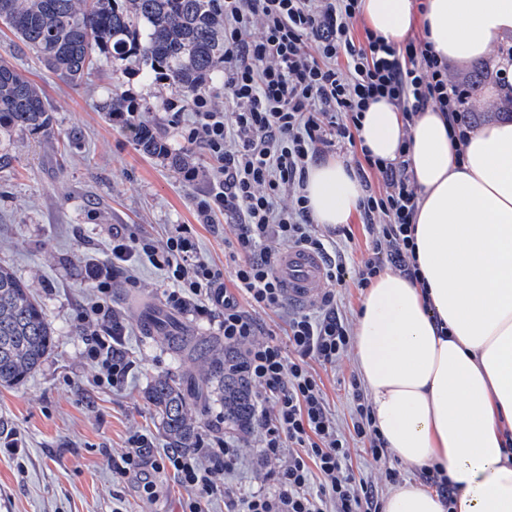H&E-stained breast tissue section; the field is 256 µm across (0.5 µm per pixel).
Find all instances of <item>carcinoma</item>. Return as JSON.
<instances>
[{
	"label": "carcinoma",
	"instance_id": "obj_1",
	"mask_svg": "<svg viewBox=\"0 0 512 512\" xmlns=\"http://www.w3.org/2000/svg\"><path fill=\"white\" fill-rule=\"evenodd\" d=\"M0 23L60 81L78 86L96 65L135 56L163 75L175 90L206 92L224 66V13L215 0H0ZM102 111L110 117L134 111L119 87L108 89ZM138 149L180 170L189 155L171 147L153 127L125 118ZM56 135L43 89L10 62L0 60V169L9 165L6 145L19 134ZM180 363L202 361L207 372L188 390L174 372L155 375L146 392L171 448H197L196 413L210 399L224 410V426L242 433L253 425L255 407L243 352L185 328L165 333ZM55 330L28 284L0 264V386L23 382L50 354Z\"/></svg>",
	"mask_w": 512,
	"mask_h": 512
}]
</instances>
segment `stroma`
I'll use <instances>...</instances> for the list:
<instances>
[{
	"instance_id": "35a3bbf8",
	"label": "stroma",
	"mask_w": 512,
	"mask_h": 512,
	"mask_svg": "<svg viewBox=\"0 0 512 512\" xmlns=\"http://www.w3.org/2000/svg\"><path fill=\"white\" fill-rule=\"evenodd\" d=\"M0 57L17 64L44 89L55 109L57 138L23 135L9 152V168L0 170V264L29 283L47 320L57 332L43 364L24 382L0 387V512H181L187 491L171 469L153 473L155 493H145L139 479L115 472L130 436L145 433L158 463L168 448L145 399L146 387L176 363L159 335H146L145 310L169 311L173 285L145 262L119 272L112 289V312L123 326L120 347L132 363L129 375L114 386H97L96 369L84 355L93 324L79 314L95 300L85 276L88 261H111L113 229L126 235L164 241L174 225L192 230L202 257L231 271L229 229L223 219L206 224L197 203L211 188V161L204 149L191 147L198 175L143 155L123 123L101 112L106 81L88 76L69 86L44 69L35 56L0 25ZM120 89L136 97L138 117L174 147L182 141L176 123H190L191 112L173 120L167 102L175 92L167 82L145 76L133 61H122ZM76 135L78 143L64 148ZM171 311V310H170ZM329 409L347 438L351 465L377 483L380 496L386 466L400 467L406 480L420 479L418 468L395 456L375 460L354 437L351 381L359 372L352 353L318 372ZM17 448H9V440ZM261 431L236 434L239 455L228 469L215 471L217 485L247 493L274 489L277 466L260 452Z\"/></svg>"
}]
</instances>
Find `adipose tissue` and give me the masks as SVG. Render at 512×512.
Masks as SVG:
<instances>
[{
    "label": "adipose tissue",
    "instance_id": "ef3b65f1",
    "mask_svg": "<svg viewBox=\"0 0 512 512\" xmlns=\"http://www.w3.org/2000/svg\"><path fill=\"white\" fill-rule=\"evenodd\" d=\"M413 0H362L369 28L399 42ZM429 40L446 61H487L512 38V0H426ZM449 122L427 107L404 125L387 100L371 104L360 137L375 157L408 145L420 189L416 257L421 282L386 270L362 301L354 360L371 394L375 428L415 467L455 488L406 482L384 512H512V121L471 129L461 151ZM306 195L315 223H348L363 195L343 159L313 165Z\"/></svg>",
    "mask_w": 512,
    "mask_h": 512
}]
</instances>
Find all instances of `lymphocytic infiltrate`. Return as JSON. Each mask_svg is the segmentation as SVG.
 <instances>
[{"label":"lymphocytic infiltrate","instance_id":"1","mask_svg":"<svg viewBox=\"0 0 512 512\" xmlns=\"http://www.w3.org/2000/svg\"><path fill=\"white\" fill-rule=\"evenodd\" d=\"M224 13V90L231 111L214 110L207 97L171 101L190 109L181 127L188 145H203L213 163V188L198 203L209 218L220 213L231 228V274L201 259L189 227L177 225L165 244L114 231L112 263L97 268L91 285L97 300L83 320L112 313V282L125 263L146 259L166 271L175 288L170 304L208 315L219 309L225 344L246 345L247 371L258 400L273 398L272 413H258L262 454L279 459L286 443L298 455L275 474V493L257 490L237 496L225 488L230 512H381L374 485L352 469L346 438L336 427L323 384L313 365L335 366L351 341L350 325L336 308L335 291L355 284L366 288L384 269L418 280L415 215L419 188L410 161L373 157L359 136L371 102L386 99L405 124L437 105L451 131L465 140L469 86L456 84L448 64L426 34L395 43L372 29L357 31L361 0H218ZM349 147L361 157L354 172L363 186L358 214L369 235V255L348 265L333 238L319 234L305 185L309 168L331 147ZM304 248L323 261L327 289L315 310L288 317V341L258 339L250 308L279 310L285 290L276 274L278 246ZM99 384L120 383L130 364L113 354L104 334L86 347ZM355 437L375 459L387 457L386 442L373 425L372 410L354 391ZM232 465L233 441L206 446L203 456L171 453L165 463L187 492L182 512H206L215 493L212 472L202 457Z\"/></svg>","mask_w":512,"mask_h":512}]
</instances>
